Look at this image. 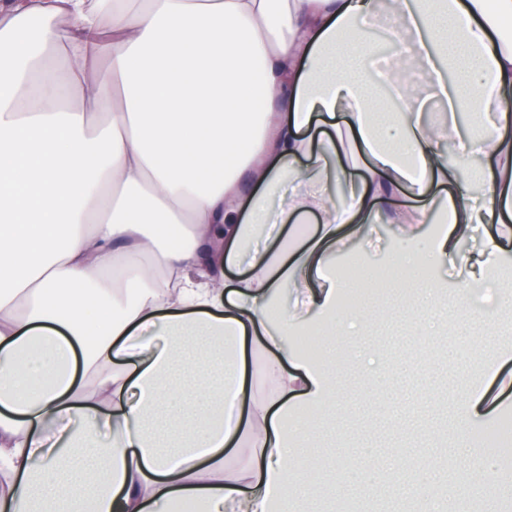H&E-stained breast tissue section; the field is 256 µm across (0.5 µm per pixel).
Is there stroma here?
Listing matches in <instances>:
<instances>
[{
  "mask_svg": "<svg viewBox=\"0 0 512 512\" xmlns=\"http://www.w3.org/2000/svg\"><path fill=\"white\" fill-rule=\"evenodd\" d=\"M367 238L354 242L338 261L359 256L365 272L355 283L363 302L362 351L379 355L388 366L381 392L361 375L358 362L345 361L351 345L348 337H327L325 345L336 393L344 399L336 414L345 427L344 436H316L304 445L300 459L319 460L323 478L312 481L310 500L296 502L297 512H334L337 498L331 487L348 483L350 474L373 459L391 457L379 474L392 487L386 496H364L361 512H407L409 491L418 468L433 457L445 462L444 482L456 512L464 508L466 473L454 459L453 439L448 433V393L461 373H469L484 397L485 412L512 406V314L486 315L475 310L469 322L448 317L432 327L413 322L411 304L383 292L382 276L394 267L399 227L380 222L371 225Z\"/></svg>",
  "mask_w": 512,
  "mask_h": 512,
  "instance_id": "obj_1",
  "label": "stroma"
}]
</instances>
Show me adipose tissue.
Instances as JSON below:
<instances>
[{
    "instance_id": "obj_1",
    "label": "adipose tissue",
    "mask_w": 512,
    "mask_h": 512,
    "mask_svg": "<svg viewBox=\"0 0 512 512\" xmlns=\"http://www.w3.org/2000/svg\"><path fill=\"white\" fill-rule=\"evenodd\" d=\"M128 2L0 0V512H290L300 414L336 382L286 346L278 297L335 318L341 230L385 219L404 292L438 291L450 262L488 281L501 236L459 242L512 221V0H392L400 55L379 80L371 0ZM416 70L477 129L450 158ZM398 186L426 205L385 214ZM250 339L274 397L246 384ZM448 403L482 482L500 457L464 434L481 399ZM244 442L256 456L230 466Z\"/></svg>"
}]
</instances>
